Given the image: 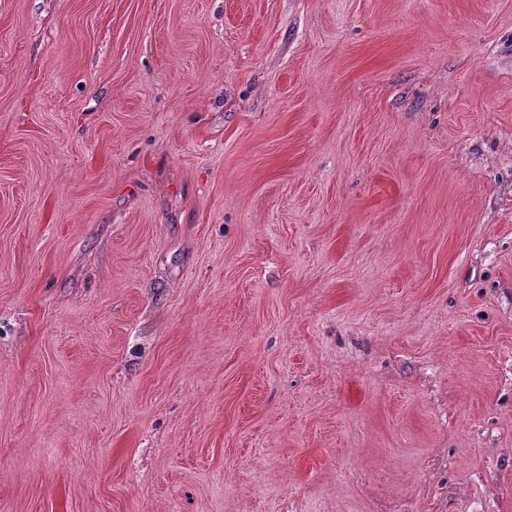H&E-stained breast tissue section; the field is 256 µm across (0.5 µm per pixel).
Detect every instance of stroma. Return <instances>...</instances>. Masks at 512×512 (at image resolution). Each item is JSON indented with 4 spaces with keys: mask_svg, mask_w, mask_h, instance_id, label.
I'll return each instance as SVG.
<instances>
[{
    "mask_svg": "<svg viewBox=\"0 0 512 512\" xmlns=\"http://www.w3.org/2000/svg\"><path fill=\"white\" fill-rule=\"evenodd\" d=\"M0 512H512V0H0Z\"/></svg>",
    "mask_w": 512,
    "mask_h": 512,
    "instance_id": "stroma-1",
    "label": "stroma"
}]
</instances>
